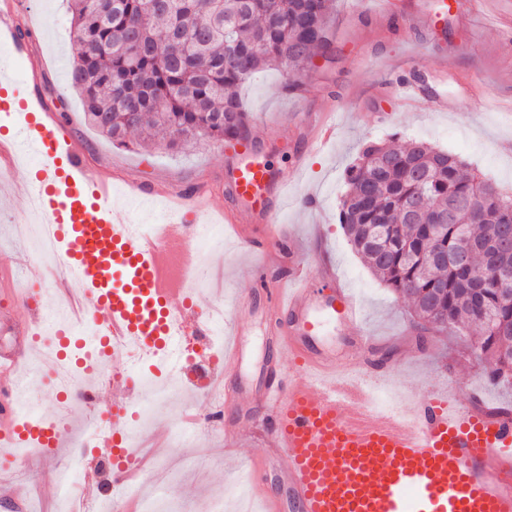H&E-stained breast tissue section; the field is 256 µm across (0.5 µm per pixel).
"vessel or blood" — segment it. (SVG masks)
Masks as SVG:
<instances>
[{
    "mask_svg": "<svg viewBox=\"0 0 512 512\" xmlns=\"http://www.w3.org/2000/svg\"><path fill=\"white\" fill-rule=\"evenodd\" d=\"M473 7V0H385L383 15L394 24L407 20L427 28ZM0 43L26 54L13 12L0 10ZM14 84L1 69L0 112L19 113L23 126L19 136L0 138V164L16 169L28 153L36 160L35 175L0 191L27 195L37 204L63 270L81 287L82 311L64 308L61 336L81 333L105 344L131 342L157 351L188 330L206 334V325L161 274L167 245L183 241L197 225L230 224L239 240L264 255V264L251 270L250 287L239 289L230 307L241 314L262 294L271 343L297 364L288 385H265L257 405L267 441L248 476L265 512H512V413L462 400L449 389L427 392L401 412L372 408L370 381L385 372L367 356L374 338L330 263L321 264L314 282L304 261L293 258V241L281 232L280 213L268 202L269 193L284 194L288 181L249 160L253 143L239 142L237 152L246 161L230 185L231 194L246 204L244 214L217 210L205 186L174 192L129 184L121 190L115 176L87 163L79 141L36 90L17 97ZM118 194L124 205L115 204ZM149 199L165 202L169 218L158 230L140 232L131 218ZM281 262L288 265L284 281L268 280L269 268ZM319 309L346 327L340 351L318 343ZM0 374L8 377L11 395L0 405V442L20 436L57 447L61 430L55 420L25 425L18 416V400L41 378L31 352L0 351ZM141 393L133 373L113 368L109 426L96 440L116 448L118 460L111 482L97 484L90 496L113 494L130 475L132 461L116 440L132 397ZM270 461L287 478V499L267 491Z\"/></svg>",
    "mask_w": 512,
    "mask_h": 512,
    "instance_id": "1",
    "label": "vessel or blood"
}]
</instances>
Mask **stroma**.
<instances>
[{
	"instance_id": "obj_1",
	"label": "stroma",
	"mask_w": 512,
	"mask_h": 512,
	"mask_svg": "<svg viewBox=\"0 0 512 512\" xmlns=\"http://www.w3.org/2000/svg\"><path fill=\"white\" fill-rule=\"evenodd\" d=\"M380 8V0H336L329 28L333 51L327 57H313L299 92H287L285 72L267 69L255 74L240 90L250 115L248 138L259 147L260 161L281 174L292 169L296 153L313 134L311 127L300 123V115L331 113L336 118L334 142L311 154L289 184L281 221L307 258L321 251L329 254L342 283L357 297L379 350L391 351L390 372L377 386V401H384L391 391L402 393V400L394 404L401 411L406 398L454 388L464 398L478 395L490 407L512 406V383H489L483 364L472 357L458 332L428 336L425 346H417L410 304L397 299L373 275L349 245L337 219L345 171L371 142L427 140L460 155L484 179L512 193V119L506 116L512 105V36L504 33L506 24H512V0H481L468 21L451 22V33L445 38L413 26L396 29L380 17ZM16 19L27 31L24 42L30 56L42 60L43 66L30 71L26 60L14 58L7 49L0 51V58L12 62L19 85H34L48 107L67 121L89 163L146 187L164 182L180 190L205 183L215 190L217 209L238 208L227 190L231 169L239 161L234 144L200 141L175 149L151 143L117 147L88 123L79 97L68 84L74 33L66 0H28L26 8L17 10ZM412 64L423 72L433 91L457 98L458 111L433 112L425 98L400 101L390 78L399 67ZM28 209L27 199L18 195L0 212V268L10 267L16 277L35 258L31 244L17 235L14 226ZM254 261L245 245L222 231L199 255L200 265L216 268L227 290L249 287ZM58 301L56 292L45 291L31 308L22 305L20 297L0 295V311L12 313L11 325L0 330V343H23L25 322L51 312ZM238 329L249 352L239 375L250 391L261 389L269 361L277 362L283 377L294 373L293 364L276 357L266 344L268 322L263 307L245 314ZM138 402L151 404L146 395ZM188 405L204 412L209 409L201 391L175 388L164 403L151 404L150 418L143 424L145 435L160 433L169 443L157 463L166 472L163 506L168 512H201L208 500L220 498L232 510L240 495L239 483L224 470L223 431L199 428L196 446L189 450L171 445L175 422ZM68 424L57 457H35L29 462L32 476L23 482L29 490L27 512H53L58 490L52 471L73 453L82 456L78 485L111 477L104 469L110 449L98 444L81 450L75 447L85 425L81 408L73 409Z\"/></svg>"
}]
</instances>
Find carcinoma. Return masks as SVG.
I'll use <instances>...</instances> for the list:
<instances>
[{"label": "carcinoma", "instance_id": "obj_1", "mask_svg": "<svg viewBox=\"0 0 512 512\" xmlns=\"http://www.w3.org/2000/svg\"><path fill=\"white\" fill-rule=\"evenodd\" d=\"M76 52L68 70L91 126L120 145L136 132L173 148L243 139L239 89L266 66L288 67V89L326 52L334 0H69ZM459 156L411 140L371 144L344 176L338 211L352 249L416 326L479 331L475 359L489 382L512 379V259L490 266L479 244L512 229V194ZM460 252L469 265L455 263Z\"/></svg>", "mask_w": 512, "mask_h": 512}]
</instances>
